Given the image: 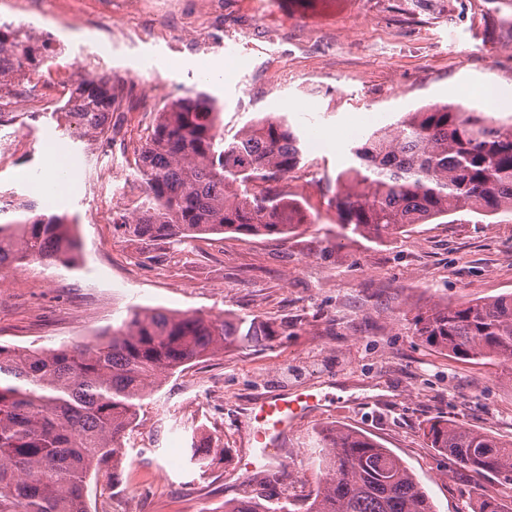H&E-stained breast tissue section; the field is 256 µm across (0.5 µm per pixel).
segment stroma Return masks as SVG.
<instances>
[{
    "label": "stroma",
    "mask_w": 512,
    "mask_h": 512,
    "mask_svg": "<svg viewBox=\"0 0 512 512\" xmlns=\"http://www.w3.org/2000/svg\"><path fill=\"white\" fill-rule=\"evenodd\" d=\"M75 0H0V20L35 23L58 49L48 90L92 74L112 79L117 110L107 139L83 138L52 112L35 116L26 140L0 119V197L29 198L24 181L42 167L52 138L72 177L38 200L44 214L77 227L74 268L29 264L24 278L0 272V344L56 348L86 344L130 307L270 324L275 336L226 350L169 378L137 415L120 471L92 483L90 512H224L225 501L261 493L293 512L316 493L312 446L342 425L391 449L430 495L437 512H467L469 498L512 496L494 479L464 473L423 435L437 418L512 441V369L462 362L422 342L412 318L433 304L512 293V214H450L382 242L340 236L330 200L352 139L436 104H476L512 118V24L489 0H95V22ZM112 52L97 55L99 31ZM90 71H80L83 63ZM150 72L162 95L134 77ZM222 108L226 139L287 113L304 142L300 167L279 186L307 209L309 224L281 241L215 234L154 246L121 222L137 196L135 159L160 109L187 90ZM104 209L106 222H91ZM330 393L325 413L300 422L281 452L279 480L254 482L242 406L259 393ZM225 448L191 462L193 435Z\"/></svg>",
    "instance_id": "stroma-1"
}]
</instances>
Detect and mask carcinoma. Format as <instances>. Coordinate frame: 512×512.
Wrapping results in <instances>:
<instances>
[{
	"label": "carcinoma",
	"instance_id": "cac0c4a2",
	"mask_svg": "<svg viewBox=\"0 0 512 512\" xmlns=\"http://www.w3.org/2000/svg\"><path fill=\"white\" fill-rule=\"evenodd\" d=\"M28 31L0 24V57L43 66L49 47L20 55ZM80 135H103L112 122V83L93 76L71 92ZM300 135L285 115L268 116L224 140L215 97L190 91L157 113L137 160L143 196L125 221L137 240L169 244L233 233L285 239L308 223L276 183L299 168ZM340 235L378 241L450 212H512V122L463 105L433 104L363 134L331 198ZM0 224V272L32 262L71 266L80 247L73 225L38 214L31 200ZM413 331L462 361L512 367V293L417 313ZM271 326L241 317L132 307L92 345L41 350L0 345V512H88L89 478L117 466L142 402L180 370L260 337ZM426 436L459 469L512 486V442L438 420ZM322 479L304 512H436L421 482L390 449L341 426L316 437ZM201 464L216 450L192 438ZM470 512H512L494 497ZM224 512H290L284 502L247 495Z\"/></svg>",
	"mask_w": 512,
	"mask_h": 512
}]
</instances>
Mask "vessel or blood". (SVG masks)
<instances>
[{
  "label": "vessel or blood",
  "mask_w": 512,
  "mask_h": 512,
  "mask_svg": "<svg viewBox=\"0 0 512 512\" xmlns=\"http://www.w3.org/2000/svg\"><path fill=\"white\" fill-rule=\"evenodd\" d=\"M323 403V396L299 392L254 400L250 414L258 423L253 439L260 455L278 460V448L285 445L298 421L319 412Z\"/></svg>",
  "instance_id": "vessel-or-blood-1"
}]
</instances>
